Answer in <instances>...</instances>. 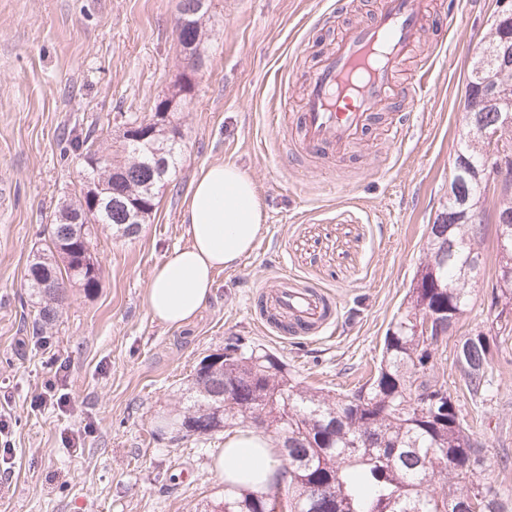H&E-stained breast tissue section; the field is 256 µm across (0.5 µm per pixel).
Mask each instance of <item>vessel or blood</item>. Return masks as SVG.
Segmentation results:
<instances>
[{
    "instance_id": "obj_1",
    "label": "vessel or blood",
    "mask_w": 512,
    "mask_h": 512,
    "mask_svg": "<svg viewBox=\"0 0 512 512\" xmlns=\"http://www.w3.org/2000/svg\"><path fill=\"white\" fill-rule=\"evenodd\" d=\"M431 0H380L372 22L345 28L310 71L296 131L304 150L356 148L398 97L397 77L421 33L434 24ZM432 56L421 57L406 88L421 104L431 88ZM289 333L318 335L333 307L318 289L279 288L268 297Z\"/></svg>"
}]
</instances>
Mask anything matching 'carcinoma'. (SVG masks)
<instances>
[{"mask_svg": "<svg viewBox=\"0 0 512 512\" xmlns=\"http://www.w3.org/2000/svg\"><path fill=\"white\" fill-rule=\"evenodd\" d=\"M484 60L474 58L465 84L470 108L485 123L512 107V99L489 106L470 96ZM180 138L167 147L165 166L141 156L138 144L114 151L98 135L72 144L83 161L81 179L109 175L113 185L128 193L142 192L167 179L176 169L183 146ZM459 152L470 162V175L456 181L430 227L424 260L406 294V306L389 323L377 370L365 383L346 392L312 391L292 376L288 364L262 348L247 350L230 343L224 362L197 367L187 387L186 406L170 419L194 435L203 418L212 431L249 423L276 440L281 465L259 491L227 487L224 499L210 512H512V498L482 477L487 449L467 419L465 402L484 405L492 400L489 374L494 354L512 339V324L495 313L496 334L478 331L462 342L468 372L463 388H450L434 374L438 348L416 329L419 316L459 323L470 302V274L461 263L477 260L485 235L475 232L460 201L474 204L481 192L475 179L482 149L462 144ZM121 204L104 207L92 224L49 225V243L27 270V287L41 307L33 327L54 320L65 303V284L80 285L87 294L101 285V269L90 270V248L98 226L122 235L138 231ZM454 258H445L450 248ZM495 288L503 306L512 308V245L498 249ZM446 479L448 489L437 487Z\"/></svg>", "mask_w": 512, "mask_h": 512, "instance_id": "carcinoma-1", "label": "carcinoma"}]
</instances>
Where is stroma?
I'll use <instances>...</instances> for the list:
<instances>
[{
    "instance_id": "1",
    "label": "stroma",
    "mask_w": 512,
    "mask_h": 512,
    "mask_svg": "<svg viewBox=\"0 0 512 512\" xmlns=\"http://www.w3.org/2000/svg\"><path fill=\"white\" fill-rule=\"evenodd\" d=\"M177 4L0 0V419L10 442L0 512H201L222 499L223 433L161 435L157 415L182 408L198 362L233 340L267 348L312 388L364 382L448 199L476 55L469 40L488 39L495 0H459L456 25L425 30L416 52L434 57V90L407 114L402 142L390 143L382 124L360 148L318 159L301 154L292 115L318 57L347 25L371 21L377 0L341 12L336 0H212L205 68L179 115L185 148L168 189L136 236L100 229V288L70 291L35 333L26 273L79 179L70 142L93 129L117 134L125 116L173 89L187 68ZM219 162L251 177L264 227L235 268L215 273L197 316L171 328L149 312L147 288L155 267L189 243L182 208L193 176ZM496 273L488 241L459 334L490 331ZM286 282L332 298L337 313L318 336L272 334L259 302ZM53 360L65 369L55 393L68 404L32 407ZM492 374L499 390L474 427L486 478L512 494V475L498 469L500 455H512V346Z\"/></svg>"
}]
</instances>
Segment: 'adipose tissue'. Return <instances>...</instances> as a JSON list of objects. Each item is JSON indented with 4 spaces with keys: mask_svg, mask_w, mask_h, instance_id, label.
Returning <instances> with one entry per match:
<instances>
[{
    "mask_svg": "<svg viewBox=\"0 0 512 512\" xmlns=\"http://www.w3.org/2000/svg\"><path fill=\"white\" fill-rule=\"evenodd\" d=\"M254 183L232 164L203 167L184 200L190 243L157 265L148 285L152 316L171 327L188 323L213 291L215 271L236 266L262 229ZM279 461L269 437L251 429L228 432L217 472L226 484L263 489Z\"/></svg>",
    "mask_w": 512,
    "mask_h": 512,
    "instance_id": "ef3b65f1",
    "label": "adipose tissue"
}]
</instances>
